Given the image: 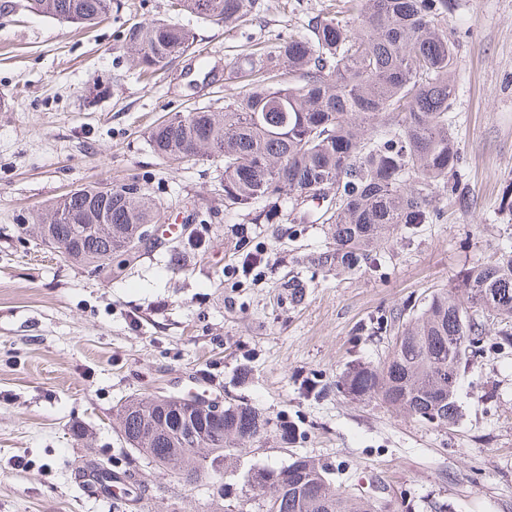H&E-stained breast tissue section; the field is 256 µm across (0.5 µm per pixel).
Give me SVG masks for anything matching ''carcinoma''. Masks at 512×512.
<instances>
[{"label": "carcinoma", "instance_id": "carcinoma-1", "mask_svg": "<svg viewBox=\"0 0 512 512\" xmlns=\"http://www.w3.org/2000/svg\"><path fill=\"white\" fill-rule=\"evenodd\" d=\"M252 0H172L175 11L231 29ZM111 0H27L54 20L95 25ZM458 0H336V11L317 10L305 33L276 50L251 53L240 63L247 83L224 97V107L177 112L148 132L166 162L218 159L224 163V215L268 224L288 203L291 224H325L330 246L311 258L327 272L378 267L380 247L439 224L460 168L458 141L448 129L456 90L455 42L448 15ZM126 51L136 67L154 75L194 49L191 29L155 20L131 26ZM137 195H112V213L94 206L89 186L53 206L82 224H112V237L76 244L69 260L105 268L107 247L131 224L157 223L158 207L145 185ZM24 231L47 245L74 235V225L28 224ZM512 245L465 268L460 283L433 294L419 314L390 313L365 328L370 335L397 327L388 357L359 365L341 379L356 400L437 426L459 417L456 394L467 354L483 339L512 346ZM122 436L142 434L133 452L174 475L189 469L194 481L211 479L221 494L213 512H377L368 497L344 495L325 467L300 456L279 468L248 469L241 487L224 475L240 465L246 435L267 436L270 419L242 403L224 405L210 425L211 442L194 448L177 437L175 422L149 434L155 405L149 397L126 400L117 413Z\"/></svg>", "mask_w": 512, "mask_h": 512}]
</instances>
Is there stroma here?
I'll return each instance as SVG.
<instances>
[{"label":"stroma","mask_w":512,"mask_h":512,"mask_svg":"<svg viewBox=\"0 0 512 512\" xmlns=\"http://www.w3.org/2000/svg\"><path fill=\"white\" fill-rule=\"evenodd\" d=\"M332 0H252L232 30L169 0H112L100 23L61 24L0 0V512H210L218 486L187 485L132 452L116 413L131 395H200L270 418L242 468L292 456L325 464L337 489L379 512H512V349L486 346L461 369V416L435 426L336 382L377 364L392 334L355 330L385 310L415 314L460 271L512 242V0H458L455 100L463 158L448 213L411 242L383 248L376 271L311 264L322 224H238L224 215V164L170 169L148 131L160 116L220 108L241 55L270 50ZM164 19L191 28L193 54L161 79L124 50L129 27ZM148 185L158 236L136 260L96 270L47 250L22 224L93 183ZM196 242L173 252L181 237ZM262 261L244 274L246 254ZM303 288L293 293L290 276ZM295 428L282 438L280 424ZM127 472L132 494L103 498L83 476L95 462Z\"/></svg>","instance_id":"stroma-1"}]
</instances>
